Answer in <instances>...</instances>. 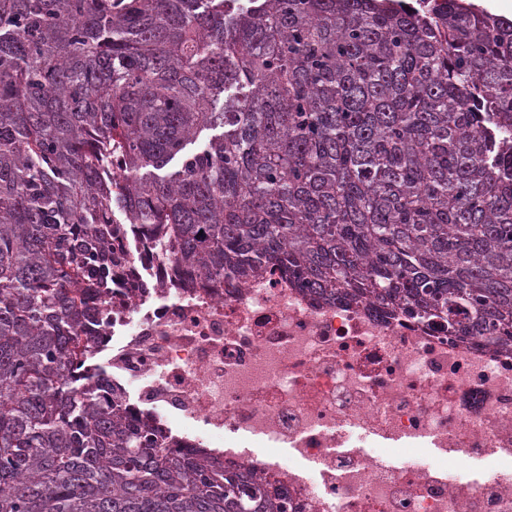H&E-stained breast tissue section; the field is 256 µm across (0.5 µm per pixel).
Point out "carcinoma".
Listing matches in <instances>:
<instances>
[{
	"instance_id": "1",
	"label": "carcinoma",
	"mask_w": 512,
	"mask_h": 512,
	"mask_svg": "<svg viewBox=\"0 0 512 512\" xmlns=\"http://www.w3.org/2000/svg\"><path fill=\"white\" fill-rule=\"evenodd\" d=\"M209 130L200 148L187 145ZM512 343V20L443 0H0V512H283L88 367L112 213Z\"/></svg>"
}]
</instances>
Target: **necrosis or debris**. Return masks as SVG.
I'll list each match as a JSON object with an SVG mask.
<instances>
[{"instance_id":"1","label":"necrosis or debris","mask_w":512,"mask_h":512,"mask_svg":"<svg viewBox=\"0 0 512 512\" xmlns=\"http://www.w3.org/2000/svg\"><path fill=\"white\" fill-rule=\"evenodd\" d=\"M158 228L118 226L92 333L101 383L170 453L201 449L286 512H512V345L454 338L279 266L190 275ZM392 448H428L400 467Z\"/></svg>"}]
</instances>
